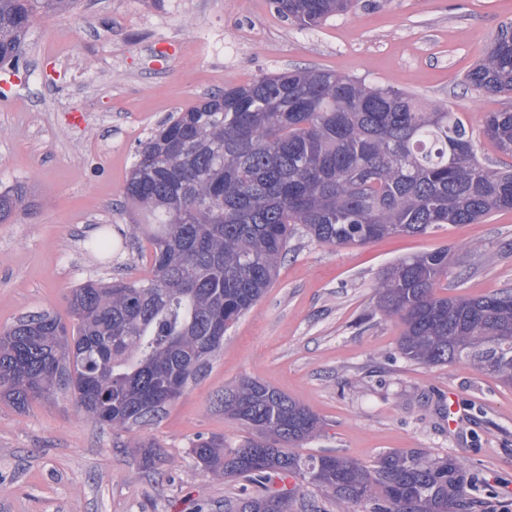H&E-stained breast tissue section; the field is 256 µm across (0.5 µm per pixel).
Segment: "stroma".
<instances>
[{
	"label": "stroma",
	"instance_id": "1",
	"mask_svg": "<svg viewBox=\"0 0 512 512\" xmlns=\"http://www.w3.org/2000/svg\"><path fill=\"white\" fill-rule=\"evenodd\" d=\"M510 23L512 0H361L314 29L280 17L272 0H78L37 18L18 60L0 64V190L20 183L36 202L0 223V327L66 314L85 280L144 276L120 208L138 144L171 112L262 74L320 68L448 105L479 154L497 157L482 119L512 111V94L464 77ZM105 230L111 251H93ZM442 248L470 267L445 294L512 289V211L345 248L298 234L272 288L151 422L118 434L65 394L24 413L0 405V512H224L239 484L203 472L190 449L248 437L220 405L243 378L321 419L306 452L366 466L396 449L459 457L493 489L483 512H512V387L465 363L397 357L399 327L376 308L387 267ZM144 440L159 446L149 469L135 450Z\"/></svg>",
	"mask_w": 512,
	"mask_h": 512
}]
</instances>
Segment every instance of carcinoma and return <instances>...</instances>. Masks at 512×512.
Masks as SVG:
<instances>
[{"instance_id": "obj_1", "label": "carcinoma", "mask_w": 512, "mask_h": 512, "mask_svg": "<svg viewBox=\"0 0 512 512\" xmlns=\"http://www.w3.org/2000/svg\"><path fill=\"white\" fill-rule=\"evenodd\" d=\"M74 0H0V63L14 59L38 16ZM302 29L352 12L359 0H273ZM465 81L512 92V24ZM482 159L467 126L442 105L322 69H288L224 88L167 117L136 149L123 188L150 246L149 275L71 289L68 315L37 313L0 329V403L24 412L62 392L115 431L153 420L178 400L224 336L275 282L295 226L344 247L473 224L512 209V112H490ZM34 207L25 186L0 197V223ZM448 249L406 257L381 279L378 310L400 326L397 353L427 367L466 362L512 386V291L480 298L438 292ZM224 415L250 434L214 437L191 454L215 478L246 482L225 512H293L316 486L369 512H475L480 479L456 457L393 450L367 469L342 454L299 451L321 430L309 408L243 379L224 388ZM141 464L156 444L142 441ZM301 484L269 492L273 476Z\"/></svg>"}]
</instances>
